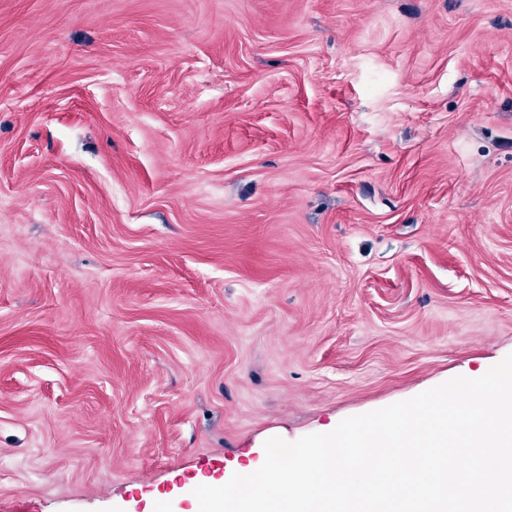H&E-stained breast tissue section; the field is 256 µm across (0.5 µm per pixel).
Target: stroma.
<instances>
[{"instance_id": "obj_1", "label": "stroma", "mask_w": 512, "mask_h": 512, "mask_svg": "<svg viewBox=\"0 0 512 512\" xmlns=\"http://www.w3.org/2000/svg\"><path fill=\"white\" fill-rule=\"evenodd\" d=\"M510 354L512 0H0V512H195Z\"/></svg>"}]
</instances>
